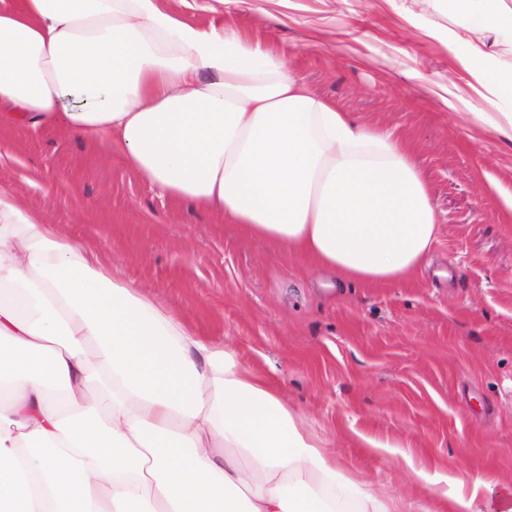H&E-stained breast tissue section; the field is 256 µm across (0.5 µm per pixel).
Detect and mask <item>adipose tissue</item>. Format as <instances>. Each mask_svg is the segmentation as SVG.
<instances>
[{"instance_id": "ef3b65f1", "label": "adipose tissue", "mask_w": 512, "mask_h": 512, "mask_svg": "<svg viewBox=\"0 0 512 512\" xmlns=\"http://www.w3.org/2000/svg\"><path fill=\"white\" fill-rule=\"evenodd\" d=\"M474 120L512 133L507 0H447ZM94 136L173 200L345 281L410 278L439 236L409 143L238 29L158 0L0 5V126ZM0 512H398L265 376L0 187Z\"/></svg>"}]
</instances>
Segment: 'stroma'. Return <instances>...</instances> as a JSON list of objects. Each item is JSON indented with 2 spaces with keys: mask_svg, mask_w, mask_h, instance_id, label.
Returning a JSON list of instances; mask_svg holds the SVG:
<instances>
[{
  "mask_svg": "<svg viewBox=\"0 0 512 512\" xmlns=\"http://www.w3.org/2000/svg\"><path fill=\"white\" fill-rule=\"evenodd\" d=\"M158 4L202 30L248 32L315 94L410 140L440 224L425 264L403 283L338 281L56 128L0 127V185L265 374L340 468L405 512L427 504L413 466L480 501L482 480L512 488V219L486 195L512 191V139L440 100L482 104L446 40L427 34L459 16L437 0Z\"/></svg>",
  "mask_w": 512,
  "mask_h": 512,
  "instance_id": "obj_1",
  "label": "stroma"
}]
</instances>
